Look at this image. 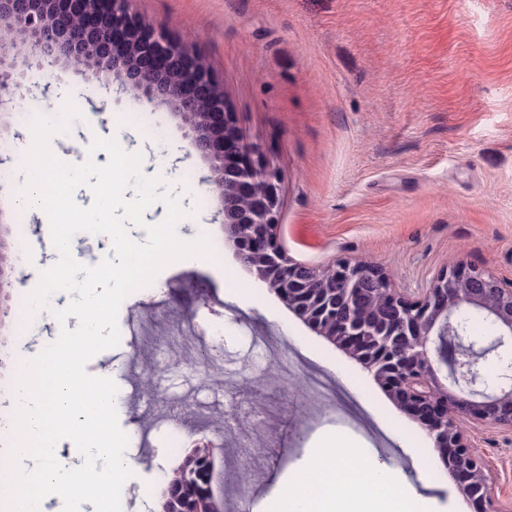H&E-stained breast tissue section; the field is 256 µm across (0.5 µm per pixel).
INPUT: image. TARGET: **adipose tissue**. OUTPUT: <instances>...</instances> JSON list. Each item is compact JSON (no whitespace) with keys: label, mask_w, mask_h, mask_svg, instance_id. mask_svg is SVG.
Wrapping results in <instances>:
<instances>
[{"label":"adipose tissue","mask_w":512,"mask_h":512,"mask_svg":"<svg viewBox=\"0 0 512 512\" xmlns=\"http://www.w3.org/2000/svg\"><path fill=\"white\" fill-rule=\"evenodd\" d=\"M358 448L328 441L317 448L307 476L281 488V512H336L340 496L366 500L368 512H403L407 496L390 474L374 470L353 481L351 473L360 472Z\"/></svg>","instance_id":"obj_1"}]
</instances>
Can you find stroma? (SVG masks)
<instances>
[{
    "mask_svg": "<svg viewBox=\"0 0 512 512\" xmlns=\"http://www.w3.org/2000/svg\"><path fill=\"white\" fill-rule=\"evenodd\" d=\"M129 9L194 49L244 142L280 171L277 235L292 260L371 263L412 296L457 265L512 282V0H129ZM12 94L52 111L75 101L82 117L53 146L62 161L96 137L144 153L145 174L172 183L191 212L179 237H207L216 251L167 265L127 296L118 345L86 366L115 382L119 425L132 437L138 469L122 512H158L179 431L222 440L213 488L228 502L249 482L243 512H277L280 482L303 475L326 438L354 443L407 487L409 512H475L418 418L240 261L209 164L178 115L129 98L108 73L86 96L84 78L62 65L48 87ZM53 258L44 242L15 263L11 297L36 287ZM133 323L150 336L131 338ZM179 327L222 329V355L171 342ZM57 337L55 321L36 320L0 342V414L14 361ZM134 370L158 419L128 399ZM460 424L499 499L512 501V428Z\"/></svg>",
    "mask_w": 512,
    "mask_h": 512,
    "instance_id": "1",
    "label": "stroma"
}]
</instances>
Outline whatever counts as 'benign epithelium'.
<instances>
[{
    "mask_svg": "<svg viewBox=\"0 0 512 512\" xmlns=\"http://www.w3.org/2000/svg\"><path fill=\"white\" fill-rule=\"evenodd\" d=\"M0 32L14 47L0 53V112L15 107L10 86L36 64L66 61L85 79L106 64L122 90L158 101L181 116L196 150L210 163L222 201L224 231L244 265L315 333L343 348L402 407L420 416L448 474L482 512H512L501 502L458 417L512 426V282L475 267L439 273L415 297L393 288L382 269L338 261L315 269L288 258L276 229L280 174L251 158L208 70L185 44L143 25L128 0H0ZM464 308L494 326L480 362L448 365L441 341L460 329Z\"/></svg>",
    "mask_w": 512,
    "mask_h": 512,
    "instance_id": "7a95c632",
    "label": "benign epithelium"
}]
</instances>
